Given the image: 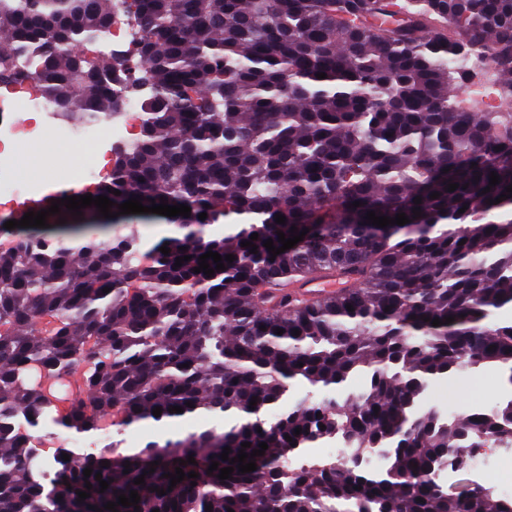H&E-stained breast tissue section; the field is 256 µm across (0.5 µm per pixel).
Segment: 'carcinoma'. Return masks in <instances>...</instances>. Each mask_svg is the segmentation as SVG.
<instances>
[{
	"label": "carcinoma",
	"mask_w": 512,
	"mask_h": 512,
	"mask_svg": "<svg viewBox=\"0 0 512 512\" xmlns=\"http://www.w3.org/2000/svg\"><path fill=\"white\" fill-rule=\"evenodd\" d=\"M119 10L135 23L137 61L78 57L74 43ZM475 56L496 67L512 106V0H399L397 12L388 0H0V82L36 74L63 123L108 119L115 84L150 86L136 140L82 194L114 210L136 196L191 208L180 217L188 233L146 250L136 230L73 235L64 206L46 217L65 219L61 231L19 230L0 248V512H109L132 490L138 507L119 512H512L490 489L438 484L441 470L467 468L472 443L512 435V401L452 419L419 405L435 378L512 366V323L492 321L512 307V198L488 203L512 184V111L461 108L457 90L480 75L463 61ZM370 211L409 223L370 237ZM231 216L234 232L205 237ZM319 224V237L275 257L264 247ZM209 251L235 260L194 272ZM311 274L350 287L309 299L296 288ZM76 370L86 395L62 414L51 386ZM360 373L365 388L342 401L273 414L295 382L332 392ZM106 415L119 430L190 417L202 426L123 448L100 438ZM224 416L230 429L209 425ZM46 427L90 447L48 461L31 435ZM335 435L349 459L288 466ZM261 442L264 455L246 458L257 470L239 473L230 459ZM378 448L382 468L355 463ZM177 466L199 477L172 487ZM228 466L232 478L219 479Z\"/></svg>",
	"instance_id": "1"
}]
</instances>
